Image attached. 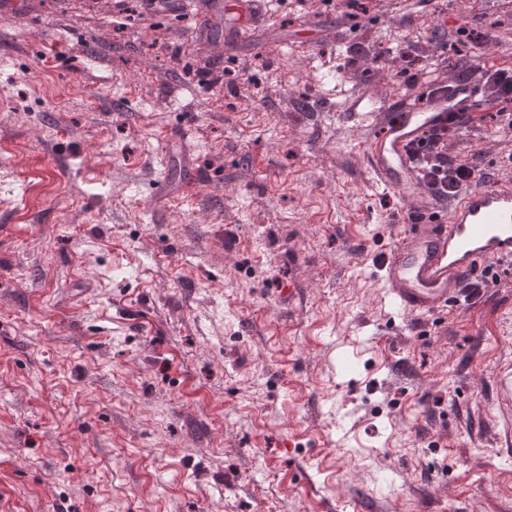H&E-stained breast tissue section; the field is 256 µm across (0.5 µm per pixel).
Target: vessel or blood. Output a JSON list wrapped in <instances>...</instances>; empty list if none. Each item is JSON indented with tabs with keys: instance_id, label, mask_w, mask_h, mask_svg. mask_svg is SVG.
Masks as SVG:
<instances>
[{
	"instance_id": "b4317fda",
	"label": "vessel or blood",
	"mask_w": 512,
	"mask_h": 512,
	"mask_svg": "<svg viewBox=\"0 0 512 512\" xmlns=\"http://www.w3.org/2000/svg\"><path fill=\"white\" fill-rule=\"evenodd\" d=\"M212 11L231 19L235 45L253 46V0H212ZM354 108L375 129L365 143L369 171L406 203L396 243L382 264L393 305L412 319L437 317L462 306L469 281L487 279L492 270L512 272V171L440 202L407 153L409 142L447 125V101L424 89L411 101L381 103L367 96ZM495 379L500 404L512 413V358Z\"/></svg>"
}]
</instances>
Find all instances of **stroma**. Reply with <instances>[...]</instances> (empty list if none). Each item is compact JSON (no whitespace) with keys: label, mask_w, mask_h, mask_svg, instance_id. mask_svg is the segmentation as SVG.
<instances>
[{"label":"stroma","mask_w":512,"mask_h":512,"mask_svg":"<svg viewBox=\"0 0 512 512\" xmlns=\"http://www.w3.org/2000/svg\"><path fill=\"white\" fill-rule=\"evenodd\" d=\"M208 2L0 10V512H512V274L388 305L351 109L512 59V0H259L227 60ZM448 149L494 175L512 130ZM496 385L500 404L509 414L512 413V358L503 362L498 368Z\"/></svg>","instance_id":"35a3bbf8"}]
</instances>
